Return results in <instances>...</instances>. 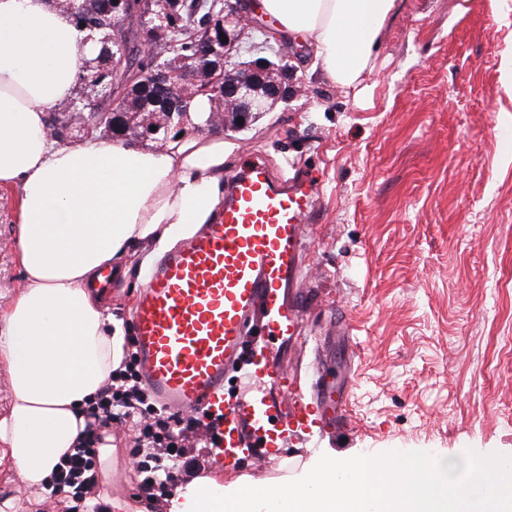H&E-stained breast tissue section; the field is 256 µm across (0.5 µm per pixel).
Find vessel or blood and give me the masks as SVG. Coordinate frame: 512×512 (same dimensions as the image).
Here are the masks:
<instances>
[{"label":"vessel or blood","mask_w":512,"mask_h":512,"mask_svg":"<svg viewBox=\"0 0 512 512\" xmlns=\"http://www.w3.org/2000/svg\"><path fill=\"white\" fill-rule=\"evenodd\" d=\"M317 194L310 179L251 163L230 178L213 222L143 274L132 316L142 382L173 413L216 417V461L228 471L245 448L264 457L285 435L314 436L349 422L344 392L323 381L307 398L296 374L277 371L264 349L245 347L249 336H293L300 328L283 290L303 265L302 230ZM244 354L253 390L225 402L224 379ZM271 386L292 400L286 417L267 394Z\"/></svg>","instance_id":"1"}]
</instances>
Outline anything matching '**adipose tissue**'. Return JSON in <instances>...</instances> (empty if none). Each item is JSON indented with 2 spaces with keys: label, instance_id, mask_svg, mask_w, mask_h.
Returning <instances> with one entry per match:
<instances>
[{
  "label": "adipose tissue",
  "instance_id": "ef3b65f1",
  "mask_svg": "<svg viewBox=\"0 0 512 512\" xmlns=\"http://www.w3.org/2000/svg\"><path fill=\"white\" fill-rule=\"evenodd\" d=\"M395 0H261L280 33L304 35L314 62L342 85L367 68ZM99 50L56 0H0V186L20 192L15 253L22 284L0 314V370L12 390L0 416V469L45 491L85 426L86 400L116 368L124 343L105 270L126 275L140 245L160 251L189 225L211 223L224 140L200 133L164 148L109 137L62 143L50 110L73 99ZM208 486L170 512H224Z\"/></svg>",
  "mask_w": 512,
  "mask_h": 512
}]
</instances>
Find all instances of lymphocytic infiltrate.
<instances>
[{
	"instance_id": "f902f5d3",
	"label": "lymphocytic infiltrate",
	"mask_w": 512,
	"mask_h": 512,
	"mask_svg": "<svg viewBox=\"0 0 512 512\" xmlns=\"http://www.w3.org/2000/svg\"><path fill=\"white\" fill-rule=\"evenodd\" d=\"M85 418L74 453L62 458L52 475L50 498L59 512H77V503L96 496L100 482L97 448L111 434L113 424L124 425L133 434L134 480L151 512H159L167 503L176 471L190 476L200 472L192 439L203 438L209 448L216 445L214 427L203 415H176L157 405L141 380L138 350L131 336L125 339L119 366L88 402Z\"/></svg>"
}]
</instances>
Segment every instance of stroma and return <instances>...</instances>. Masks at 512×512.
<instances>
[{
  "mask_svg": "<svg viewBox=\"0 0 512 512\" xmlns=\"http://www.w3.org/2000/svg\"><path fill=\"white\" fill-rule=\"evenodd\" d=\"M288 53L304 94L224 132V172L291 164L325 188L285 292L302 334L266 349L308 379L319 341L348 323L350 425L243 456L225 493L301 478L324 454L512 456V0H396L349 87L312 68L306 45ZM17 202L0 188V309L21 281ZM127 264L112 284L123 323L141 286L139 256ZM110 440L112 490L135 498L130 439Z\"/></svg>",
  "mask_w": 512,
  "mask_h": 512,
  "instance_id": "obj_1",
  "label": "stroma"
}]
</instances>
